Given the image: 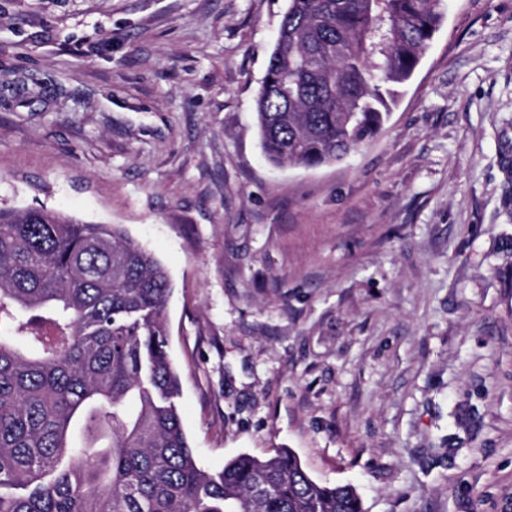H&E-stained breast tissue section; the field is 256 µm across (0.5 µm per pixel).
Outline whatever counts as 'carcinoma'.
I'll list each match as a JSON object with an SVG mask.
<instances>
[{
    "label": "carcinoma",
    "instance_id": "cac0c4a2",
    "mask_svg": "<svg viewBox=\"0 0 512 512\" xmlns=\"http://www.w3.org/2000/svg\"><path fill=\"white\" fill-rule=\"evenodd\" d=\"M443 0H289L256 101L274 165L377 135ZM168 273L118 224L0 207V512H363L295 453L203 470L176 399Z\"/></svg>",
    "mask_w": 512,
    "mask_h": 512
}]
</instances>
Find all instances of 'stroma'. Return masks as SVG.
I'll return each instance as SVG.
<instances>
[{
  "mask_svg": "<svg viewBox=\"0 0 512 512\" xmlns=\"http://www.w3.org/2000/svg\"><path fill=\"white\" fill-rule=\"evenodd\" d=\"M287 8L0 0V206L167 268L203 469L289 448L364 512H512V0H443L381 132L313 168L260 147Z\"/></svg>",
  "mask_w": 512,
  "mask_h": 512,
  "instance_id": "stroma-1",
  "label": "stroma"
}]
</instances>
